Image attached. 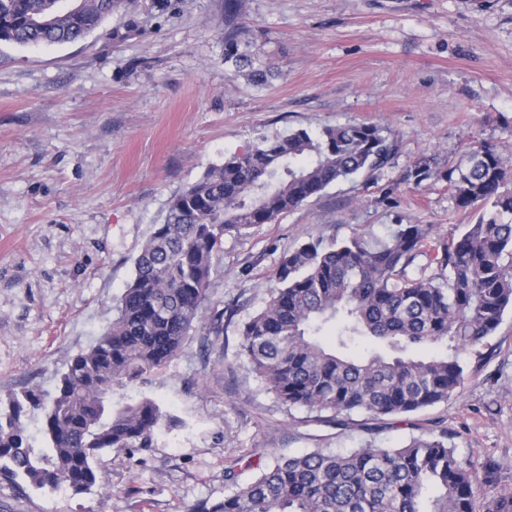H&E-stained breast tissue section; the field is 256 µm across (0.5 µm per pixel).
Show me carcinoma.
<instances>
[{
  "instance_id": "1",
  "label": "carcinoma",
  "mask_w": 512,
  "mask_h": 512,
  "mask_svg": "<svg viewBox=\"0 0 512 512\" xmlns=\"http://www.w3.org/2000/svg\"><path fill=\"white\" fill-rule=\"evenodd\" d=\"M134 0H0V42L41 45L82 40ZM238 0H226L224 64L255 86L277 76L234 26ZM396 144L375 124L305 129L263 137L209 167L169 201L135 260L112 325L73 357L51 398L32 390L0 409V472L38 488L75 493L99 483L95 461L105 450L148 448L164 414L150 398L118 408L115 385L143 382L165 367L200 322L224 236H241L297 209L327 187L392 164ZM439 172L419 162L406 180ZM512 166L482 142L446 174L459 208L490 211L456 238L432 237L429 224H395L383 238L355 233L309 241L283 253L280 284L266 306L239 328L247 367L288 408L373 417L418 413L458 393L468 375L460 354L482 355L512 308ZM339 325L335 347L319 339ZM361 337L366 353H341ZM42 410L45 446L30 441L22 421ZM224 469L230 492L203 512H480L473 466L455 455L448 431L414 437L397 448L367 441L346 452L314 448L280 456L239 483Z\"/></svg>"
}]
</instances>
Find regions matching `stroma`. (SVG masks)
<instances>
[{
	"instance_id": "obj_1",
	"label": "stroma",
	"mask_w": 512,
	"mask_h": 512,
	"mask_svg": "<svg viewBox=\"0 0 512 512\" xmlns=\"http://www.w3.org/2000/svg\"><path fill=\"white\" fill-rule=\"evenodd\" d=\"M225 0H151L77 43H0V399L54 392L72 358L110 326L134 260L171 197L261 137L298 128H388L394 166L359 173L213 258L205 318L146 383L114 386L120 406L148 396L175 420L152 447L100 455L92 492L0 475V512H190L223 501L224 470L251 478L282 455L398 447L447 430L475 468L482 503L512 497V309L492 355L463 352L469 375L448 403L406 417L283 406L242 364L240 325L275 292L279 256L319 237L384 236L392 224L460 235L446 171L481 142L512 162V0H241L238 26L279 76L257 87L224 63ZM118 30L111 38L109 30ZM434 160L440 175L406 170Z\"/></svg>"
}]
</instances>
